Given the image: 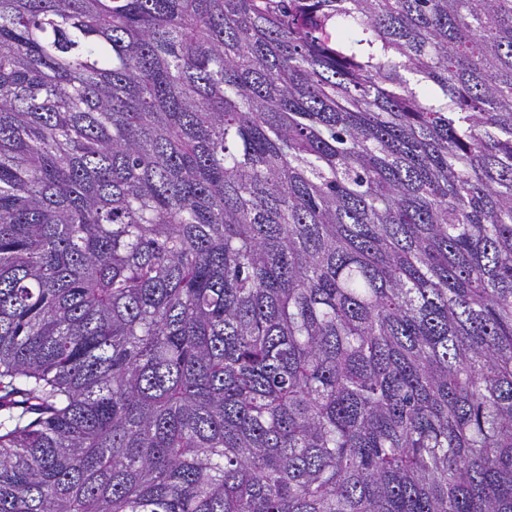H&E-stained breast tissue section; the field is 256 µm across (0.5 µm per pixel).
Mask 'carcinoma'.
I'll return each instance as SVG.
<instances>
[{
  "label": "carcinoma",
  "instance_id": "carcinoma-1",
  "mask_svg": "<svg viewBox=\"0 0 512 512\" xmlns=\"http://www.w3.org/2000/svg\"><path fill=\"white\" fill-rule=\"evenodd\" d=\"M0 512H512V0H0Z\"/></svg>",
  "mask_w": 512,
  "mask_h": 512
}]
</instances>
